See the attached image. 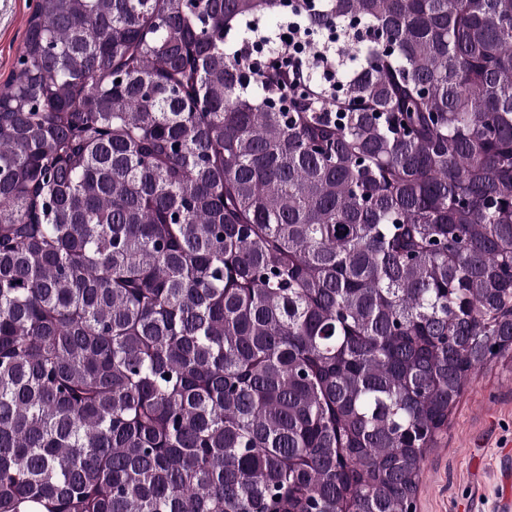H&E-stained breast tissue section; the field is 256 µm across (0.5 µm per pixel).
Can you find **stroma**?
<instances>
[{
    "instance_id": "stroma-1",
    "label": "stroma",
    "mask_w": 512,
    "mask_h": 512,
    "mask_svg": "<svg viewBox=\"0 0 512 512\" xmlns=\"http://www.w3.org/2000/svg\"><path fill=\"white\" fill-rule=\"evenodd\" d=\"M37 0H0V87L20 55ZM512 357L491 358L466 384L423 464L415 512H505L512 485Z\"/></svg>"
}]
</instances>
